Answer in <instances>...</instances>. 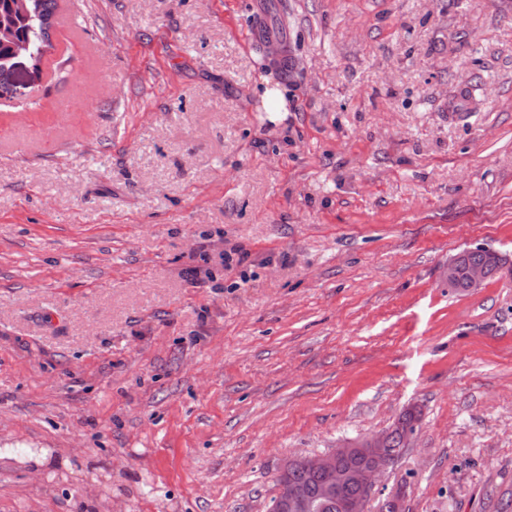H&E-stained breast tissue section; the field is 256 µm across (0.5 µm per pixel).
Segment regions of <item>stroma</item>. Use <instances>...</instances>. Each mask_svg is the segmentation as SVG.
<instances>
[{
    "instance_id": "stroma-1",
    "label": "stroma",
    "mask_w": 512,
    "mask_h": 512,
    "mask_svg": "<svg viewBox=\"0 0 512 512\" xmlns=\"http://www.w3.org/2000/svg\"><path fill=\"white\" fill-rule=\"evenodd\" d=\"M58 13L0 88V512H268L413 403L366 512H512V279L443 277L512 259V0ZM254 95L262 101L269 112L287 111L288 90L281 86H270L268 79H263L254 88ZM467 269V270H466ZM467 277L468 290L477 292L485 285L488 278L486 266L483 264H464L459 270V286L455 291H466L464 281Z\"/></svg>"
}]
</instances>
